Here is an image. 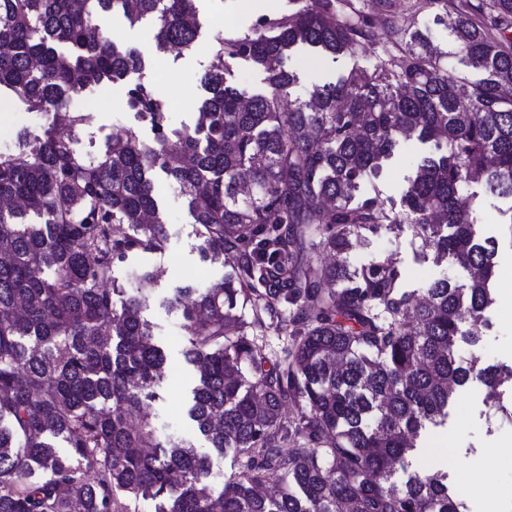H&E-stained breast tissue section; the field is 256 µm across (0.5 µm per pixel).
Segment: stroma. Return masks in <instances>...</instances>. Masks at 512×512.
<instances>
[{"label": "stroma", "mask_w": 512, "mask_h": 512, "mask_svg": "<svg viewBox=\"0 0 512 512\" xmlns=\"http://www.w3.org/2000/svg\"><path fill=\"white\" fill-rule=\"evenodd\" d=\"M197 7L201 33L196 45L185 51L158 50L150 23L132 25L121 15L113 16L114 37L125 46L140 50L149 64L141 72L130 75L128 81L92 87L91 96L103 99L105 106L94 112L81 130L83 152L97 154L115 125L132 128L140 139L152 142L150 127L127 105L126 91L132 82L151 84L169 99V120L173 126L194 124L198 103L205 95L200 77L214 50L226 32H246L257 17L256 12L244 7L242 0H198ZM385 47V42L380 41L354 54L337 57L320 54L313 58L305 50L292 52L286 67L293 72L295 81L287 90V103L294 105L308 100L314 86L336 82L352 69L372 68ZM426 152V145L417 140L400 143L377 182L383 197L400 199L408 178ZM156 190L165 212L166 248L161 252L129 254L115 263L113 276L128 291L148 297L149 305L144 315L152 324L155 336L162 341L167 355V377L158 398L146 405L155 438L161 443L182 440L191 444L198 454L209 456L211 486L218 492L243 460L230 454L214 453L209 442L194 431L184 414L194 385V372L184 360L187 340L183 334L181 312L172 308L170 302L185 285L210 287L219 284L225 268L202 262L200 241L190 224L178 186L161 178ZM469 191L476 195L481 213V220L475 226L477 233L500 239L495 302L486 312L491 326L485 330L474 351L485 362L508 363L512 361V319L501 316L499 310L512 304V240L504 236L502 227L505 218L512 214V198L489 194L478 184L471 185ZM385 255L395 258L403 269V286L409 290L427 287L441 276L460 282L468 278L466 270L459 266H438L422 259L407 232L377 238L367 246L356 248L350 254V262L361 266ZM145 270L159 271L160 276L142 280L140 274ZM416 446L422 466L445 469L452 478L477 474L481 490L465 496L470 512H479L485 503L495 504L497 512H512V499L503 495L504 490L512 488V424L486 406L479 385L460 392L445 426L421 435Z\"/></svg>", "instance_id": "35a3bbf8"}]
</instances>
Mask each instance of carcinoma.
<instances>
[{
	"mask_svg": "<svg viewBox=\"0 0 512 512\" xmlns=\"http://www.w3.org/2000/svg\"><path fill=\"white\" fill-rule=\"evenodd\" d=\"M196 2L0 0V112L17 104L67 121L0 153V200L20 202L0 207V512H125L120 492L158 502L155 512H468L446 472L419 466L415 439L475 383L512 417V365L464 350L490 327L500 242L476 235L460 196L480 184L512 197V0H427L446 50L397 0H289L223 37L193 125L172 127L167 100L135 83L127 105L153 142L114 126L85 154L73 100L145 63L112 36V16L151 19L158 49L188 50ZM377 21L390 30L385 58L285 106L291 50L352 53ZM238 59L262 68L270 90L244 101L225 85ZM412 138L430 153L397 205L376 181ZM160 176L178 184L202 259L228 268L220 286L176 299L199 375L188 415L217 452L246 458L217 497L207 457L162 446L148 416L130 417L156 398L168 363L148 298L115 284L113 266L164 249ZM405 231L468 281L407 290L390 257L350 264L354 248ZM271 328L288 337L274 357L260 345Z\"/></svg>",
	"mask_w": 512,
	"mask_h": 512,
	"instance_id": "cac0c4a2",
	"label": "carcinoma"
}]
</instances>
